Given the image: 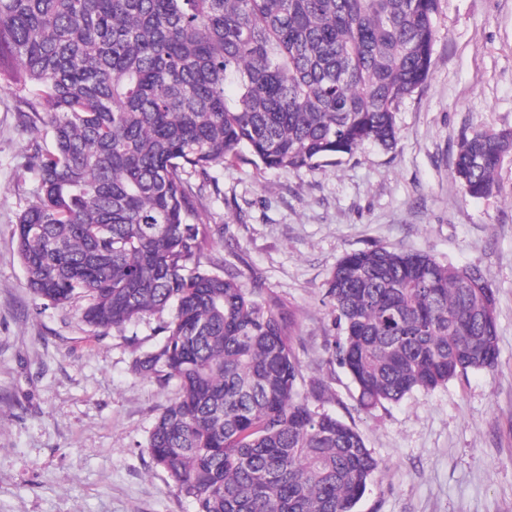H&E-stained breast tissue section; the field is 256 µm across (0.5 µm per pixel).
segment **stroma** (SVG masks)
<instances>
[{"label": "stroma", "mask_w": 512, "mask_h": 512, "mask_svg": "<svg viewBox=\"0 0 512 512\" xmlns=\"http://www.w3.org/2000/svg\"><path fill=\"white\" fill-rule=\"evenodd\" d=\"M426 83L396 112L393 150L288 173L227 162L205 196L212 242L249 283L290 305L306 382L323 410L355 425L381 469L356 512H512V154L492 195L451 176L476 129H512V0H438ZM11 89L0 87V512H195L146 443L177 393L136 375L158 339L148 317L123 333L80 319L83 301L44 303L28 288L14 230L36 187ZM425 250L477 268L496 297L498 363L365 411L332 358L342 335L327 297L346 253Z\"/></svg>", "instance_id": "1"}]
</instances>
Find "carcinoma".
<instances>
[{"instance_id": "obj_1", "label": "carcinoma", "mask_w": 512, "mask_h": 512, "mask_svg": "<svg viewBox=\"0 0 512 512\" xmlns=\"http://www.w3.org/2000/svg\"><path fill=\"white\" fill-rule=\"evenodd\" d=\"M437 0H0V86L32 135L15 228L28 287L104 333L163 338L133 371L177 394L147 448L195 512H355L380 463L301 393L295 322L209 254L224 162L299 172L397 144L428 79ZM512 130L462 137L465 195L498 189ZM334 356L369 410L497 365L495 292L425 251L348 253Z\"/></svg>"}]
</instances>
